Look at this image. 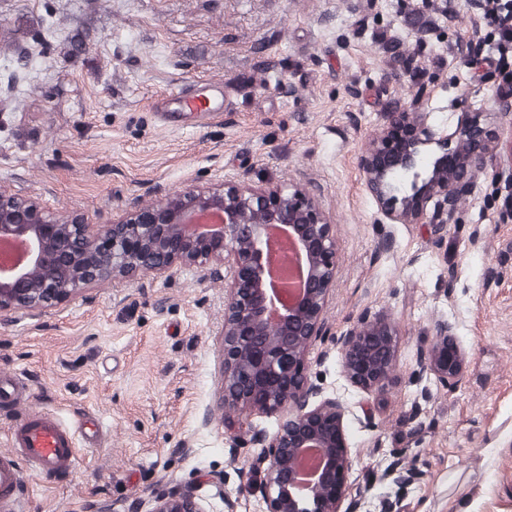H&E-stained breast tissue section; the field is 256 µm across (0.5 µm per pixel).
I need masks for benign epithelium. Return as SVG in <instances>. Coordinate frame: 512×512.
Masks as SVG:
<instances>
[{
    "mask_svg": "<svg viewBox=\"0 0 512 512\" xmlns=\"http://www.w3.org/2000/svg\"><path fill=\"white\" fill-rule=\"evenodd\" d=\"M375 148L360 157L369 189L386 219H426L447 229L460 222L448 185L469 190V172L486 164L491 132L479 114L463 112L454 126L427 118L413 124L406 112L383 114ZM436 146L431 159L422 150ZM218 213L222 223L193 230L199 214ZM286 226L304 259L297 301L276 318L268 314L265 276L270 225ZM27 245L23 263L0 271V321L48 307L117 277L196 268L225 278L224 406L240 412L278 414L274 431L257 430L244 442L258 449L251 469L258 481L241 486L258 492L265 512H339L352 466L345 429L348 407L310 377L307 354L326 335L323 311L336 275V241L329 217L297 189H256L245 178L165 193L154 202L131 198L121 216L91 224L83 213H54L0 185V237ZM439 341L427 368L443 383L459 377L461 349L453 328L440 323ZM395 327L363 312L339 339L342 371L364 391L385 386L393 366ZM316 444L327 463L316 482L300 491L291 468L296 452ZM154 512H205L193 486L155 491Z\"/></svg>",
    "mask_w": 512,
    "mask_h": 512,
    "instance_id": "benign-epithelium-1",
    "label": "benign epithelium"
}]
</instances>
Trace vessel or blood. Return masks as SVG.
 Masks as SVG:
<instances>
[{"label": "vessel or blood", "instance_id": "vessel-or-blood-1", "mask_svg": "<svg viewBox=\"0 0 512 512\" xmlns=\"http://www.w3.org/2000/svg\"><path fill=\"white\" fill-rule=\"evenodd\" d=\"M166 99L178 101L185 112L214 119L220 109L214 98L187 96L182 90L166 92ZM9 439L12 457L0 458V512H19L21 475L16 459L25 460L41 475L51 476L72 472L80 448H98L105 440L103 425L84 416L75 426H68L56 415L35 411L13 421Z\"/></svg>", "mask_w": 512, "mask_h": 512}]
</instances>
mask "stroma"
I'll list each match as a JSON object with an SVG mask.
<instances>
[{"label": "stroma", "mask_w": 512, "mask_h": 512, "mask_svg": "<svg viewBox=\"0 0 512 512\" xmlns=\"http://www.w3.org/2000/svg\"><path fill=\"white\" fill-rule=\"evenodd\" d=\"M414 10L422 28L407 21ZM500 56L472 0H0V184L106 218L134 196L243 176L309 189L337 244L310 375L350 410L344 512H512V221L492 182L512 178ZM204 80L223 83L222 116L160 126L163 92ZM404 106L438 123L479 112L495 133L449 232L385 223L359 166L383 113ZM228 289L182 268L105 280L0 323V374L26 384L0 412V452L34 409L67 424L94 412L108 437L69 475L21 465L23 512H153L154 484L203 471L224 476L200 486L205 512H265L238 489L254 451L237 442L276 417L223 405ZM365 310L397 330L395 368L372 393L339 369L338 339ZM442 321L464 358L448 385L424 362Z\"/></svg>", "instance_id": "stroma-1"}]
</instances>
